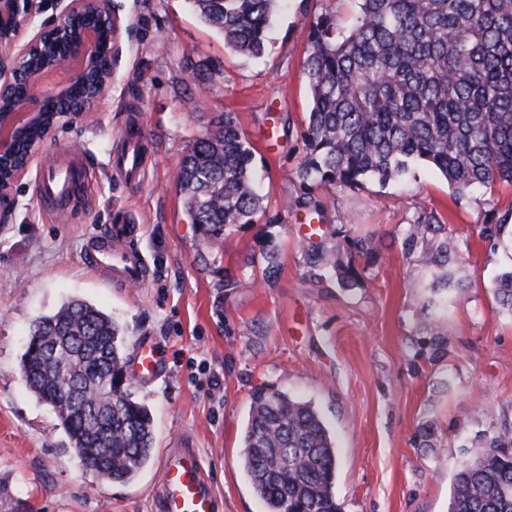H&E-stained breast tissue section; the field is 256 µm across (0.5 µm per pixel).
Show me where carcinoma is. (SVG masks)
<instances>
[{
    "label": "carcinoma",
    "mask_w": 512,
    "mask_h": 512,
    "mask_svg": "<svg viewBox=\"0 0 512 512\" xmlns=\"http://www.w3.org/2000/svg\"><path fill=\"white\" fill-rule=\"evenodd\" d=\"M230 50L260 58L280 0H186ZM347 31L325 11L308 27L304 73L309 110L305 155L297 172L304 194L322 185L356 189L367 179L403 178L423 161L454 191L469 195L512 184V0H358ZM254 148L233 117L220 112L196 138L174 174L190 223L213 249L226 231L266 212L254 185ZM438 240L425 255L451 261L445 227L422 211L403 249ZM307 258L330 255L309 243ZM265 275L276 274L279 248L266 232ZM494 292L512 314V269ZM124 342L112 317L70 300L35 320L21 369L50 405L72 450L88 469L130 482L153 450L150 410L132 397ZM455 470L448 512H512V429L479 440ZM240 460L268 512H341L336 499L335 439L315 406L284 390L252 394Z\"/></svg>",
    "instance_id": "carcinoma-1"
}]
</instances>
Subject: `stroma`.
Instances as JSON below:
<instances>
[{
    "mask_svg": "<svg viewBox=\"0 0 512 512\" xmlns=\"http://www.w3.org/2000/svg\"><path fill=\"white\" fill-rule=\"evenodd\" d=\"M113 2L130 34L108 96L52 134L19 182L11 223L0 224V486L32 512H151L157 462L131 484L101 482L21 370L34 321L81 299L119 324L127 351L141 337L155 340L164 374L135 380L133 397L153 414L155 451L182 437L199 448L223 512H267L239 458L251 393L263 384L312 401L327 422L342 512H448L453 469L474 440L512 427V315L494 294L497 275L512 266V225L491 241L479 235L512 210V185L461 196L418 162L406 181L319 188L322 241L336 266H312L296 176L307 29L327 10L347 22L356 0H284L259 59L225 48L186 0ZM217 112L232 113L251 142L256 186L278 222L270 284L258 260L263 224L235 229L213 252L172 183ZM136 121L148 160L144 178L129 183L110 161ZM68 148L87 163L89 186L85 202L57 220L38 188L43 163ZM424 209L445 224L455 263H426L430 239L403 250ZM117 210L127 212L150 266L138 287L86 260ZM360 236L378 248L375 264L354 249ZM348 270L357 278L345 287ZM228 274L234 287L224 285ZM427 421L436 426L433 448L416 442Z\"/></svg>",
    "mask_w": 512,
    "mask_h": 512,
    "instance_id": "obj_1",
    "label": "stroma"
}]
</instances>
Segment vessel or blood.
<instances>
[{
  "label": "vessel or blood",
  "mask_w": 512,
  "mask_h": 512,
  "mask_svg": "<svg viewBox=\"0 0 512 512\" xmlns=\"http://www.w3.org/2000/svg\"><path fill=\"white\" fill-rule=\"evenodd\" d=\"M145 143L136 138L126 141L124 150L113 156L112 169L124 177H136L144 169ZM88 168L77 156L63 153L45 170L39 197L45 209L64 215L73 199L83 194ZM136 230L126 219L109 225L91 255L95 266L111 269L119 281L141 284L148 280L150 270L134 246ZM162 358L153 344L138 343L135 375L158 377ZM156 512H220V501L204 473L201 456L192 444L171 448L163 454L159 466Z\"/></svg>",
  "instance_id": "b4317fda"
}]
</instances>
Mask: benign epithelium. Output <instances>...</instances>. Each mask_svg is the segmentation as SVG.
<instances>
[{"label":"benign epithelium","mask_w":512,"mask_h":512,"mask_svg":"<svg viewBox=\"0 0 512 512\" xmlns=\"http://www.w3.org/2000/svg\"><path fill=\"white\" fill-rule=\"evenodd\" d=\"M0 0V223L12 221L15 189L49 137L74 126L112 85L123 28L112 0ZM36 26L30 38L26 30Z\"/></svg>","instance_id":"7a95c632"}]
</instances>
